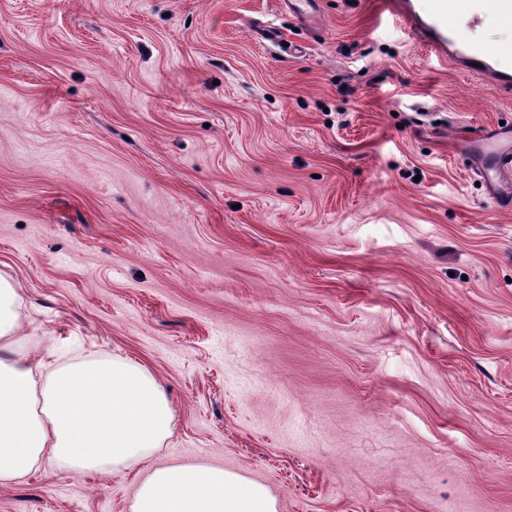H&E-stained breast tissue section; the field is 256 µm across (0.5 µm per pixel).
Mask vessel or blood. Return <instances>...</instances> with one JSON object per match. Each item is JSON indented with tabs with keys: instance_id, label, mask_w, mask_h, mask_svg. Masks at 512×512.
<instances>
[{
	"instance_id": "vessel-or-blood-1",
	"label": "vessel or blood",
	"mask_w": 512,
	"mask_h": 512,
	"mask_svg": "<svg viewBox=\"0 0 512 512\" xmlns=\"http://www.w3.org/2000/svg\"><path fill=\"white\" fill-rule=\"evenodd\" d=\"M408 11L417 18L416 31L435 50L455 56L463 73L497 87L512 86V53L466 34L486 13L502 26H512V0H410ZM468 145L491 204L512 208V129L479 131Z\"/></svg>"
}]
</instances>
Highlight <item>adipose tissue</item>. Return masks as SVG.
<instances>
[{
	"label": "adipose tissue",
	"mask_w": 512,
	"mask_h": 512,
	"mask_svg": "<svg viewBox=\"0 0 512 512\" xmlns=\"http://www.w3.org/2000/svg\"><path fill=\"white\" fill-rule=\"evenodd\" d=\"M20 295L0 276V483L42 460L68 473L116 472L152 458L174 413L154 375L132 359L99 355L43 373L17 336ZM131 512H277L265 487L216 466L165 464L140 479Z\"/></svg>",
	"instance_id": "adipose-tissue-1"
}]
</instances>
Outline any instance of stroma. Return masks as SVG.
Segmentation results:
<instances>
[{"mask_svg":"<svg viewBox=\"0 0 512 512\" xmlns=\"http://www.w3.org/2000/svg\"><path fill=\"white\" fill-rule=\"evenodd\" d=\"M319 11L0 0L18 335L140 362L175 416L155 463L278 512H512V209L463 149L512 90L385 0ZM137 481L45 462L0 512H129Z\"/></svg>","mask_w":512,"mask_h":512,"instance_id":"obj_1","label":"stroma"}]
</instances>
